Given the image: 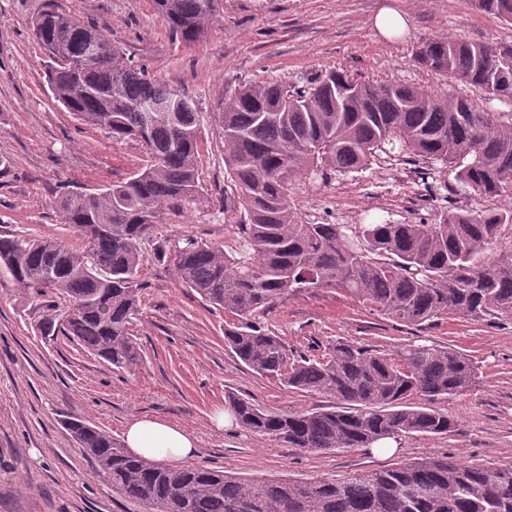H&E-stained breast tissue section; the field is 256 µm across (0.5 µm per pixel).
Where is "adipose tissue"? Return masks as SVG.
<instances>
[{
    "instance_id": "1",
    "label": "adipose tissue",
    "mask_w": 512,
    "mask_h": 512,
    "mask_svg": "<svg viewBox=\"0 0 512 512\" xmlns=\"http://www.w3.org/2000/svg\"><path fill=\"white\" fill-rule=\"evenodd\" d=\"M125 445L138 456L150 460H182L193 457L196 440L182 429L142 418L132 421L125 433Z\"/></svg>"
}]
</instances>
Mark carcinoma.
Segmentation results:
<instances>
[{
  "label": "carcinoma",
  "mask_w": 512,
  "mask_h": 512,
  "mask_svg": "<svg viewBox=\"0 0 512 512\" xmlns=\"http://www.w3.org/2000/svg\"><path fill=\"white\" fill-rule=\"evenodd\" d=\"M212 0H154L165 24L190 44L217 9ZM512 24V0H472ZM50 59V91L84 124L115 140L141 139L147 164L96 192L58 201L83 243L54 236L0 234V271L37 297L56 295L37 324L116 369L143 361L129 333L139 311L143 237L162 209L198 190L200 119L184 95L155 79L96 27L49 8L31 22ZM98 56L89 57L90 46ZM416 61L483 90L512 107V44L458 37L432 40ZM224 164L244 209L238 233L253 255L187 236L159 247L180 282L202 301L243 318L224 329V344L254 372L288 389L336 399L307 411L264 409L233 392L225 405L242 428L304 451L373 448L402 435L442 436L455 421L432 404L468 390L475 367L451 346L400 345L381 354L341 342L322 358L290 360L283 339L253 322L289 293L336 288L403 324L447 314L481 321L512 317V259L491 262L487 249L512 204L452 209L438 224H306L288 198L291 179L313 168L352 171L399 141L413 155L455 171L475 193L512 192V112H490L465 96L402 84L361 82L332 71L297 88L274 82L242 87L224 101ZM95 473L144 512H512V466L420 458L342 478H242L205 466L175 467L133 455L82 419L65 421Z\"/></svg>",
  "instance_id": "1"
}]
</instances>
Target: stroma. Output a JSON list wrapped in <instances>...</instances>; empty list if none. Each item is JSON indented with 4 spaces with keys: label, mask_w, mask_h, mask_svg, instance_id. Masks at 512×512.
Instances as JSON below:
<instances>
[{
    "label": "stroma",
    "mask_w": 512,
    "mask_h": 512,
    "mask_svg": "<svg viewBox=\"0 0 512 512\" xmlns=\"http://www.w3.org/2000/svg\"><path fill=\"white\" fill-rule=\"evenodd\" d=\"M96 26L133 64L192 98L201 120L199 188L165 209L143 240L141 312L130 332L143 361L118 371L64 337L35 330L43 310L0 272V512H141L95 477L66 430L77 416L123 440L130 421L163 420L197 440L192 462L245 477L339 478L426 457L512 465V318L471 321L446 315L404 325L334 288L286 295L260 322L281 336L292 359L324 355L339 341L383 354L409 342L451 345L477 368L463 395L437 401L456 421L451 434L400 437L380 453L302 451L237 426L216 429L225 392L276 412L333 406L334 400L288 390L259 375L224 345L235 315L204 306L157 260L162 242L191 235L228 248L244 240L240 204L224 167V101L247 83L291 86L336 70L360 81L395 82L481 99V89L420 65L421 43L454 34L482 43H512V24L471 8L468 0H394L408 18L405 37L388 40L371 19L384 0H221L199 41L169 31L153 0H0V234L23 232L76 242L57 202L130 176L147 159L133 139L61 111L48 89L43 53L31 21L48 3ZM289 199L308 224H436L449 209L484 210L493 200L458 183L442 164L406 153L401 144L357 172L315 171L294 179Z\"/></svg>",
    "instance_id": "stroma-1"
}]
</instances>
